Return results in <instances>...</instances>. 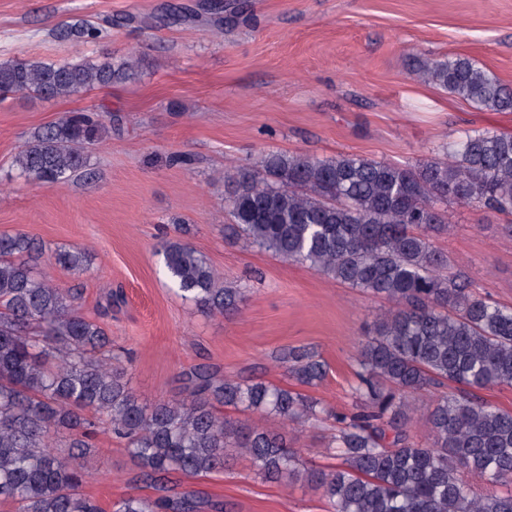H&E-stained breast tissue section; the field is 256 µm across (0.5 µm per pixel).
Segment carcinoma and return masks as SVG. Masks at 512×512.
I'll list each match as a JSON object with an SVG mask.
<instances>
[{
    "label": "carcinoma",
    "instance_id": "carcinoma-1",
    "mask_svg": "<svg viewBox=\"0 0 512 512\" xmlns=\"http://www.w3.org/2000/svg\"><path fill=\"white\" fill-rule=\"evenodd\" d=\"M137 75L132 57L13 59L0 62V92L58 99ZM415 75L479 109L512 112V86L470 58L428 59ZM104 123L101 112H66L31 136L14 165L39 186L92 178L86 149ZM453 203L512 215L511 134L468 135L417 167L273 151L225 170L236 239L391 303L359 344L347 413L286 385L200 367L187 374V397L140 402L113 362L111 338L81 313L79 289L58 288L41 270L46 262L83 274L86 251L47 256L27 236L1 234L0 501L13 512H101L81 486L105 424L125 440L137 482L163 492L129 494L112 512H202L206 502L168 486L171 476L220 471L231 448L265 479L321 492L326 512H512V412L476 394L512 386V307L477 293L433 247ZM158 254L174 293L200 312L240 310L245 290L224 284L189 243L171 239ZM275 359L301 385L326 376L309 348ZM431 388L442 392L420 413L410 398ZM219 406L284 426L334 421L336 466L303 461L298 434L232 420Z\"/></svg>",
    "mask_w": 512,
    "mask_h": 512
}]
</instances>
